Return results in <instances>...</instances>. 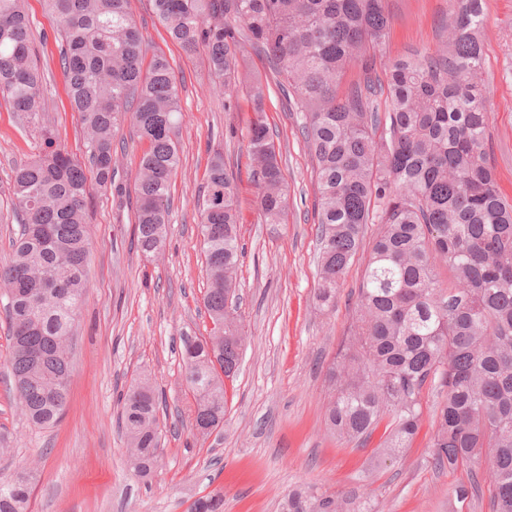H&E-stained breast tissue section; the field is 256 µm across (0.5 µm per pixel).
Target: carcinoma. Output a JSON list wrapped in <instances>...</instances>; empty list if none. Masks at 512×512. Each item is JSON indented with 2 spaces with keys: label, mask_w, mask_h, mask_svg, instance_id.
I'll use <instances>...</instances> for the list:
<instances>
[{
  "label": "carcinoma",
  "mask_w": 512,
  "mask_h": 512,
  "mask_svg": "<svg viewBox=\"0 0 512 512\" xmlns=\"http://www.w3.org/2000/svg\"><path fill=\"white\" fill-rule=\"evenodd\" d=\"M57 22L59 62L70 100L81 113L87 162L55 145L41 108L44 72L20 0H0V96L22 127H36L45 149L14 169L19 232L0 263L12 341L15 399L27 422L58 425L66 411L73 335L88 278L87 175L114 185L113 142L127 121L146 139L134 178L133 240L146 256L163 251L170 187L179 165L174 141L181 117L169 62L146 59L147 43L128 0H44ZM169 36L187 52L203 50L213 92L231 106L244 77L245 48L265 54L276 86L316 163L320 264L315 304L334 306L336 288L378 225L358 288L344 354L327 368L333 399L326 429L365 443L390 416L394 428L379 449L392 459L412 441L426 387L443 401L433 414V461L459 468L465 502L485 477L491 512H512V203L501 194L490 161L492 111L483 83L485 0H448L452 22L434 53L393 64L376 75V50L390 31L384 0H152ZM360 78L338 92L344 71ZM246 93L264 111L269 84L253 78ZM260 210L279 224L288 194L273 135L257 121L248 139ZM233 172L224 156L208 165L198 229L210 286L204 307L224 338L186 336L180 348L196 395L195 429L224 424V379L239 366L245 340L228 312L242 257ZM453 283L443 285L437 264ZM159 401L148 381L132 383L119 425L131 468L150 476L161 457ZM37 471L0 478V512H30ZM224 498L196 500L191 512H223ZM280 512H363L355 495L338 497L299 486Z\"/></svg>",
  "instance_id": "carcinoma-1"
}]
</instances>
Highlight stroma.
Returning <instances> with one entry per match:
<instances>
[{
    "label": "stroma",
    "mask_w": 512,
    "mask_h": 512,
    "mask_svg": "<svg viewBox=\"0 0 512 512\" xmlns=\"http://www.w3.org/2000/svg\"><path fill=\"white\" fill-rule=\"evenodd\" d=\"M22 4L46 78L44 117L57 144L83 157L81 117L70 104L54 40L56 19L42 0ZM385 5L392 23L377 54L382 74L398 60L433 51L450 21L448 0H386ZM485 9L481 39L492 109V163L502 195L512 201V0H486ZM129 11L150 52L169 61L180 90L182 117L174 135L180 165L171 183L165 251L151 261L130 246L132 186L148 143L125 123L116 132L113 152L116 180L125 186V195L119 199L96 181L87 184L91 289L75 331L69 407L54 428L29 427L19 413L8 367L6 299L0 296V432L9 438L0 474L37 469L33 512H189L194 501L217 492L224 495V512H279L280 501L300 485L339 496L363 494L372 512H490L485 498L456 501L453 491L468 483L467 470L434 467L432 413L442 400L435 390H424L420 430L394 461H378L383 429L362 446L327 433L323 416L331 390L326 369L350 332L365 261L359 258L350 266L336 290L335 306L319 310L314 300L319 256L314 163L297 115L274 91L260 115L242 92L225 106L210 91L204 53H187L174 42L150 0H129ZM258 119L280 148L288 189L281 224L263 223L260 216V190L247 149ZM41 150L39 132L21 127L0 99V262L9 256L16 228L14 167ZM218 151L236 177L245 254L233 314L246 340L239 370L226 383L224 423L203 437L192 427L196 400L183 378L180 346L183 337L205 336L210 328L196 204L210 158ZM142 378L150 380L162 401V461L147 478L130 468L118 426L121 395Z\"/></svg>",
    "instance_id": "1"
}]
</instances>
